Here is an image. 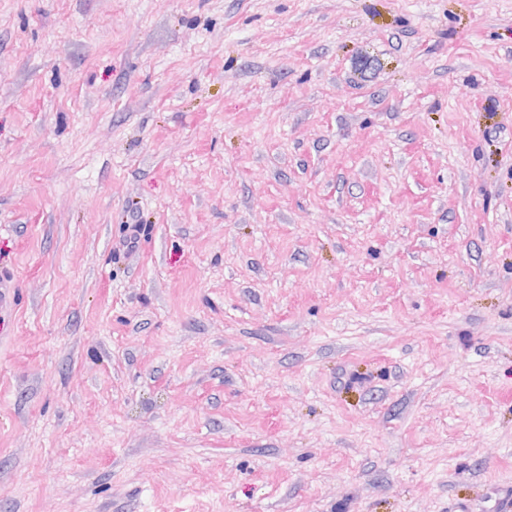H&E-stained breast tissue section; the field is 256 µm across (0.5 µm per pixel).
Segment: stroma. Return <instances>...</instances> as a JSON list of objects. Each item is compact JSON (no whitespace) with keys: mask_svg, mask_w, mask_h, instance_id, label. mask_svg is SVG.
I'll use <instances>...</instances> for the list:
<instances>
[{"mask_svg":"<svg viewBox=\"0 0 512 512\" xmlns=\"http://www.w3.org/2000/svg\"><path fill=\"white\" fill-rule=\"evenodd\" d=\"M0 278V512H490L512 0H0Z\"/></svg>","mask_w":512,"mask_h":512,"instance_id":"1","label":"stroma"}]
</instances>
